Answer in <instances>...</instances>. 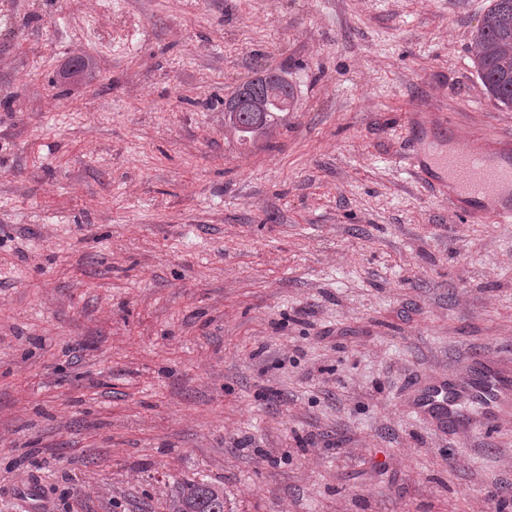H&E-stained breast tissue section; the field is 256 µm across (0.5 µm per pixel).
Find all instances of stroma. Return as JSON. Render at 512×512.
<instances>
[{
	"mask_svg": "<svg viewBox=\"0 0 512 512\" xmlns=\"http://www.w3.org/2000/svg\"><path fill=\"white\" fill-rule=\"evenodd\" d=\"M489 4L0 0V512H512V413L444 435L403 396L512 371V223L407 162L512 135ZM265 66L293 98L244 143ZM472 43L474 66L486 93L512 109V0H492ZM278 75L272 69H266L259 76L248 81L244 89L249 91L248 102L239 112H229L231 105L239 93L233 95L224 107V125L239 133L242 141H255L261 137H268L278 124L279 113L285 110L275 109L272 99L285 95L292 97V89L286 81L285 84L277 82ZM167 512H224V490L206 482L183 485L169 499Z\"/></svg>",
	"mask_w": 512,
	"mask_h": 512,
	"instance_id": "stroma-1",
	"label": "stroma"
}]
</instances>
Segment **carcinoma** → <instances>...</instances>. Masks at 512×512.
<instances>
[{
	"mask_svg": "<svg viewBox=\"0 0 512 512\" xmlns=\"http://www.w3.org/2000/svg\"><path fill=\"white\" fill-rule=\"evenodd\" d=\"M474 66L486 93L497 104L512 109V0H492L481 24L472 34ZM248 102L238 112L231 111L232 96L224 107V125L240 134L245 142L267 137L278 124L279 113L272 100L292 97L288 84L278 83V75L266 69L245 83ZM167 512H224V490L206 483L183 485L171 496Z\"/></svg>",
	"mask_w": 512,
	"mask_h": 512,
	"instance_id": "carcinoma-1",
	"label": "carcinoma"
}]
</instances>
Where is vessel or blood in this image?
I'll list each match as a JSON object with an SVG mask.
<instances>
[{
	"mask_svg": "<svg viewBox=\"0 0 512 512\" xmlns=\"http://www.w3.org/2000/svg\"><path fill=\"white\" fill-rule=\"evenodd\" d=\"M486 152L453 150L426 159L412 154V172L426 188L447 194L464 216L487 224L512 223V137L485 138ZM464 378L414 383V404L445 432L468 425L491 428L512 405V374L495 360L470 357Z\"/></svg>",
	"mask_w": 512,
	"mask_h": 512,
	"instance_id": "b4317fda",
	"label": "vessel or blood"
}]
</instances>
